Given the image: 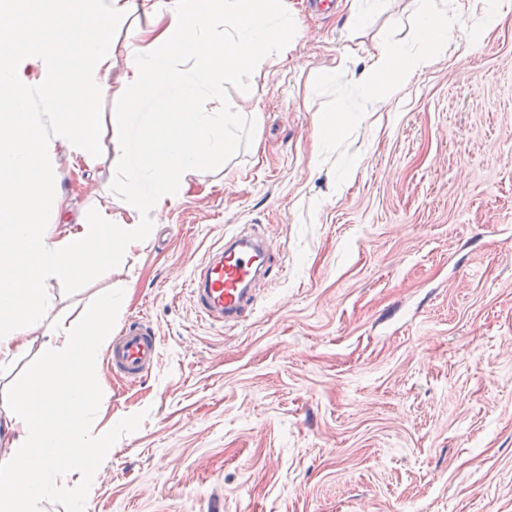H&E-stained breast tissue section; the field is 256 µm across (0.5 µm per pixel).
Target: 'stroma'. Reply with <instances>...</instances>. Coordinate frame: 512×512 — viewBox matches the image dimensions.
<instances>
[{
	"mask_svg": "<svg viewBox=\"0 0 512 512\" xmlns=\"http://www.w3.org/2000/svg\"><path fill=\"white\" fill-rule=\"evenodd\" d=\"M285 3L301 34L255 84L238 151L190 176L121 259L51 284L43 330L0 367L1 410L50 333L111 293L113 332L141 318L159 339L138 382L99 359L108 399L87 424L112 452L84 455L35 512H512V12L485 24L483 0H443L446 53L366 112L355 78L383 39L411 38L410 0L353 30V0ZM339 98L350 119L312 167L315 117ZM112 158L108 134L96 163L58 158L71 215L127 220ZM251 229L271 272L228 330L196 309L191 277Z\"/></svg>",
	"mask_w": 512,
	"mask_h": 512,
	"instance_id": "obj_1",
	"label": "stroma"
}]
</instances>
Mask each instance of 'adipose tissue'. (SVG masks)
I'll list each match as a JSON object with an SVG mask.
<instances>
[{
	"instance_id": "obj_1",
	"label": "adipose tissue",
	"mask_w": 512,
	"mask_h": 512,
	"mask_svg": "<svg viewBox=\"0 0 512 512\" xmlns=\"http://www.w3.org/2000/svg\"><path fill=\"white\" fill-rule=\"evenodd\" d=\"M154 19L137 29L125 57L127 92L112 115L116 187L127 224L102 214L61 233L45 219L60 209L55 166L60 154L95 162L102 125L96 104L113 67L112 32L133 11L132 0H0V356L24 348L42 328L52 297L47 281L72 283L101 260L152 233L150 214L177 202L187 179L210 161L238 149L241 113L223 108L224 90L251 98L256 78L285 60L298 34L284 0H152ZM411 39L383 45L362 69L358 89L380 107L391 105L412 77L448 48V15L434 0H412ZM76 96L64 98L67 85ZM168 89L183 128L155 132L141 107L151 92ZM149 133L147 160L126 161L124 134ZM115 297L84 309L79 323L57 333L0 413V437L10 446L0 461V505L29 512L53 496L75 461V442L96 454L112 450V436L81 423L105 398L97 357L112 340L122 312ZM64 405L67 415L52 411Z\"/></svg>"
}]
</instances>
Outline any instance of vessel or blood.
Masks as SVG:
<instances>
[{
    "label": "vessel or blood",
    "instance_id": "1",
    "mask_svg": "<svg viewBox=\"0 0 512 512\" xmlns=\"http://www.w3.org/2000/svg\"><path fill=\"white\" fill-rule=\"evenodd\" d=\"M265 262L259 236H229L218 256L198 270L191 281L198 311L228 328L242 325L257 309L258 300L249 285ZM158 350L159 340L153 329L134 318L113 339L109 361L115 373L135 381L154 367Z\"/></svg>",
    "mask_w": 512,
    "mask_h": 512
}]
</instances>
